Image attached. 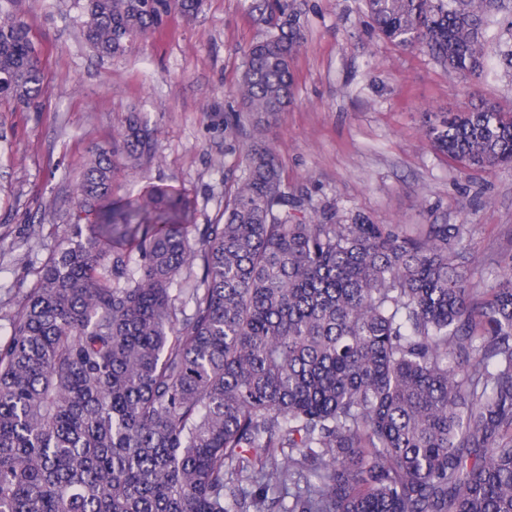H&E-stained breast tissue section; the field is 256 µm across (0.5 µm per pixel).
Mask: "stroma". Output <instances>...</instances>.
Wrapping results in <instances>:
<instances>
[{"instance_id":"stroma-1","label":"stroma","mask_w":512,"mask_h":512,"mask_svg":"<svg viewBox=\"0 0 512 512\" xmlns=\"http://www.w3.org/2000/svg\"><path fill=\"white\" fill-rule=\"evenodd\" d=\"M304 24L293 63L294 98L265 139L288 193L305 208L332 207L338 220L361 213L381 224H466L478 256L512 249V168H462L437 154L424 132L429 113L489 102L512 110V69L499 47L512 23L488 30L486 77L450 76L425 51L381 38L365 0H289ZM254 0H206L194 18L171 10L164 28L121 56L86 44L82 0H0L26 21L45 73L39 112H0V338L71 222V196L91 148L107 146L127 113L154 128L157 153L115 183L135 195L147 183L182 189L194 222L224 208V183L241 176V149L254 135L234 89L243 53L271 25Z\"/></svg>"}]
</instances>
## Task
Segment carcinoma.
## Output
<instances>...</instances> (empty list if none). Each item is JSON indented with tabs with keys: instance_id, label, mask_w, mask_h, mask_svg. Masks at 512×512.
<instances>
[{
	"instance_id": "cac0c4a2",
	"label": "carcinoma",
	"mask_w": 512,
	"mask_h": 512,
	"mask_svg": "<svg viewBox=\"0 0 512 512\" xmlns=\"http://www.w3.org/2000/svg\"><path fill=\"white\" fill-rule=\"evenodd\" d=\"M379 35L464 78L512 0H366ZM170 0H83L101 58L159 31ZM245 52L242 111L292 100L301 16ZM45 71L0 13V107L42 111ZM434 150L512 166V113L428 121ZM154 151L139 112L92 148L70 225L0 345V512H512V250L478 259L464 224L288 212L275 152L243 151L224 211L116 174ZM201 262V274L193 272ZM491 285L477 294L472 271ZM288 505H283V500Z\"/></svg>"
}]
</instances>
